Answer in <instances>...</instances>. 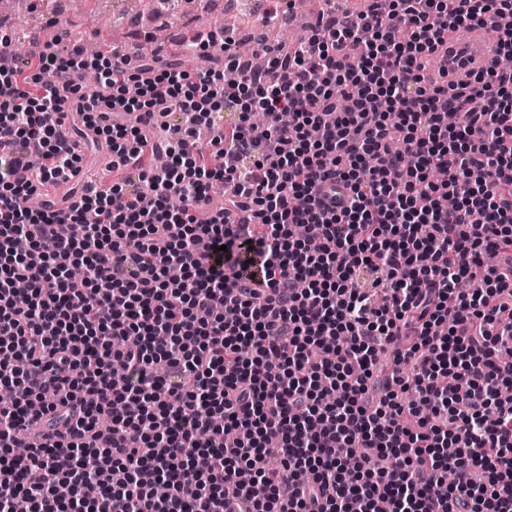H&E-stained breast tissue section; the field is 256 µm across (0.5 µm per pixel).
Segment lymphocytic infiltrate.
<instances>
[{"label": "lymphocytic infiltrate", "mask_w": 512, "mask_h": 512, "mask_svg": "<svg viewBox=\"0 0 512 512\" xmlns=\"http://www.w3.org/2000/svg\"><path fill=\"white\" fill-rule=\"evenodd\" d=\"M463 25L512 56V0H370L263 69L0 38V512H512V71L433 78ZM79 137L114 178L58 209Z\"/></svg>", "instance_id": "obj_1"}]
</instances>
